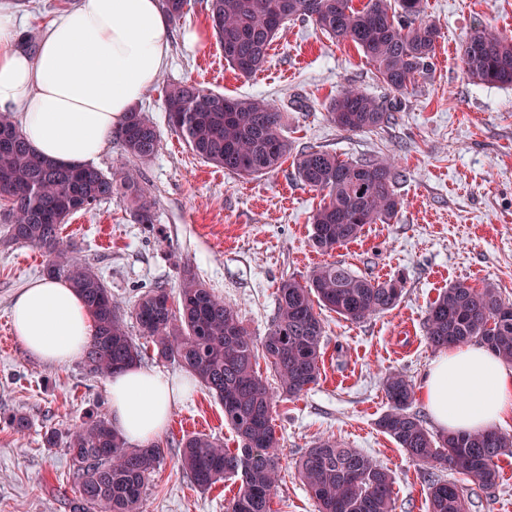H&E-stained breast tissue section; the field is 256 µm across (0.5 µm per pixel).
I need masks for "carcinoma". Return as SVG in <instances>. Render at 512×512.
<instances>
[{
  "mask_svg": "<svg viewBox=\"0 0 512 512\" xmlns=\"http://www.w3.org/2000/svg\"><path fill=\"white\" fill-rule=\"evenodd\" d=\"M188 5L189 0H161L173 24ZM206 8L224 60L243 78L262 68L273 40L289 22L301 19L337 41L357 44L379 80L404 95L428 71L439 37L437 26L425 17L424 0H367L360 8L353 0H206ZM461 59L476 82L512 86L511 37L478 26L464 41ZM163 98L168 124L188 148L230 174L260 177L293 155L297 178L325 193L311 217L312 243L322 252L354 241L366 225L386 222L403 205L394 161H345L316 146L293 154L284 135L285 113L269 100L226 96L191 81L166 84ZM326 112L331 123L355 133L381 128L393 118L385 103L351 86L330 101ZM112 138L142 165L160 148L157 127L140 107L126 114ZM114 197L123 199L134 223L154 226L156 202L142 186L139 169L106 174L93 164L58 165L31 149L12 115L0 113V222L8 239L42 252L48 277L67 281L82 297L95 333L81 364L100 379L141 363L143 350L103 279L64 242L60 229L75 213ZM178 288L180 311L173 310L167 289L156 287L138 298L131 317L159 359L188 371L220 402L240 447L231 451L218 438L193 433L179 441L175 465L201 491L225 478L238 479V493L225 512H272L280 439L273 424L274 397L257 370L258 359L271 364L283 397L302 395L318 381L323 362L318 309L365 321L397 304L402 280L368 279L336 262L314 269L304 285L284 280L259 343L236 308L190 267L180 272ZM505 307L510 308L507 323L488 328ZM426 324L427 343L434 349L474 341L512 364V303L491 287L474 288L464 281L450 285L431 306ZM383 389L389 408L378 421L382 431L412 461L461 476L431 481L428 512H466L462 480L494 486L497 461L512 456V436L494 429L434 436L412 411L413 388L405 376L388 374ZM43 445L64 448L69 455L75 488L70 512H144L145 484L164 456L160 444L132 446L107 420L92 415L72 428L46 431ZM297 471L318 512H395L390 473L355 448L321 439L300 457Z\"/></svg>",
  "mask_w": 512,
  "mask_h": 512,
  "instance_id": "cac0c4a2",
  "label": "carcinoma"
}]
</instances>
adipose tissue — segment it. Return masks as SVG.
Returning <instances> with one entry per match:
<instances>
[{
	"mask_svg": "<svg viewBox=\"0 0 512 512\" xmlns=\"http://www.w3.org/2000/svg\"><path fill=\"white\" fill-rule=\"evenodd\" d=\"M171 30L159 0H80L44 27L36 55L17 45L0 11V112L19 117L38 154L62 165L96 162L113 129L163 75ZM13 333L41 361L81 357L94 322L63 280L31 282L14 297ZM113 428L147 445L166 429L188 382L132 366L107 382ZM423 397L445 431L492 428L512 414V370L479 345L455 346L431 366Z\"/></svg>",
	"mask_w": 512,
	"mask_h": 512,
	"instance_id": "obj_1",
	"label": "adipose tissue"
}]
</instances>
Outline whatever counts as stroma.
I'll return each instance as SVG.
<instances>
[{"instance_id": "stroma-1", "label": "stroma", "mask_w": 512, "mask_h": 512, "mask_svg": "<svg viewBox=\"0 0 512 512\" xmlns=\"http://www.w3.org/2000/svg\"><path fill=\"white\" fill-rule=\"evenodd\" d=\"M77 0H0L20 31L39 27ZM441 36L431 69L405 95L379 81L354 43L323 34L312 22L289 24L273 42L265 65L250 78L235 74L214 37L190 45L185 31L210 26L205 0H190L172 25L164 80H193L227 96L274 101L288 111L293 150L314 145L343 159L390 158L401 178L398 213L366 225L360 238L323 253L312 245L311 216L323 195L303 185L291 163L259 178H241L203 162L168 125L161 87L141 106L156 123L161 146L143 164L142 184L156 199L153 229L133 223L119 198L80 211L62 227L107 284L122 313L149 289L176 290L190 266L215 293L231 302L255 338H263L275 312L281 280L306 282L329 262L384 280L404 276L391 310L361 323L323 312V365L305 394L277 402L273 412L282 469L273 512H317L295 462L331 437L389 471L395 512H428L427 466L412 462L377 422L388 402L383 380L402 373L422 389L437 350L426 340L431 304L449 285L491 286L512 302V87H488L466 75L460 49L480 24L512 36V0H426ZM348 86L395 103L394 120L352 134L325 118L330 100ZM41 252L0 235V512H68L72 497L69 457L42 445L45 428L79 424L89 413L109 418L106 380L87 374L80 361L49 364L14 336L11 305L17 292L40 279ZM26 413L32 427L15 434L3 421ZM204 432L235 449L239 439L224 409L200 383L178 403L161 446ZM499 478L474 498L470 512H512V456L500 457ZM239 482L227 479L200 492L171 457L150 474L145 512H225Z\"/></svg>"}]
</instances>
